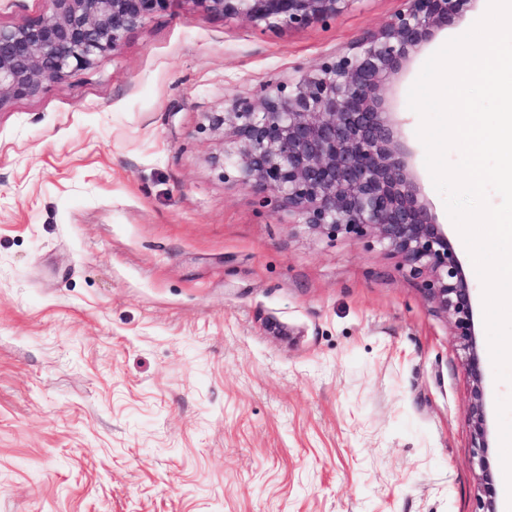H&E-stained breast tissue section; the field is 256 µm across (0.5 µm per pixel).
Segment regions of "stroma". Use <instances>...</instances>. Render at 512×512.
I'll use <instances>...</instances> for the list:
<instances>
[{
    "label": "stroma",
    "instance_id": "1",
    "mask_svg": "<svg viewBox=\"0 0 512 512\" xmlns=\"http://www.w3.org/2000/svg\"><path fill=\"white\" fill-rule=\"evenodd\" d=\"M398 0L260 29L193 0L0 110V512H479L446 314L379 245L260 207L212 119ZM387 95L425 195L473 263ZM495 483L512 384L484 373Z\"/></svg>",
    "mask_w": 512,
    "mask_h": 512
}]
</instances>
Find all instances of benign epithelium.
<instances>
[{
	"label": "benign epithelium",
	"instance_id": "1",
	"mask_svg": "<svg viewBox=\"0 0 512 512\" xmlns=\"http://www.w3.org/2000/svg\"><path fill=\"white\" fill-rule=\"evenodd\" d=\"M44 14L0 23V110L38 96L46 83L118 51L149 18L182 0H42ZM206 12L264 29L334 20L356 0H192ZM379 30L256 101L229 100L231 164L262 207L288 209L329 235L373 238L397 256L420 290L451 318L467 352L466 420L482 469L483 512H497L487 454L482 328L473 288L448 230L437 222L416 174L402 120L386 98L436 34L478 0H400Z\"/></svg>",
	"mask_w": 512,
	"mask_h": 512
}]
</instances>
